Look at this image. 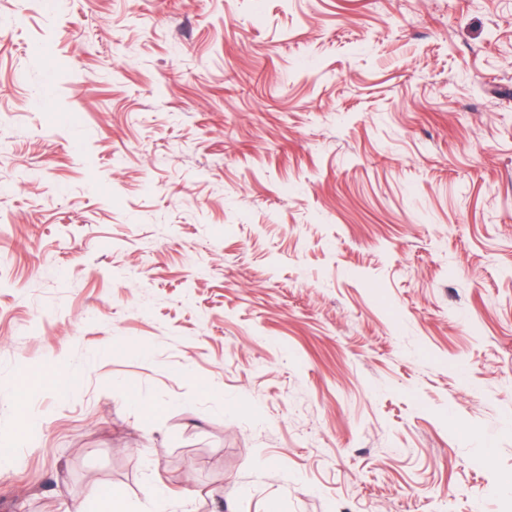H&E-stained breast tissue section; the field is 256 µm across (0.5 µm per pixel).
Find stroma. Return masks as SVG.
Masks as SVG:
<instances>
[{
    "mask_svg": "<svg viewBox=\"0 0 512 512\" xmlns=\"http://www.w3.org/2000/svg\"><path fill=\"white\" fill-rule=\"evenodd\" d=\"M511 475L512 0H0V512Z\"/></svg>",
    "mask_w": 512,
    "mask_h": 512,
    "instance_id": "35a3bbf8",
    "label": "stroma"
}]
</instances>
